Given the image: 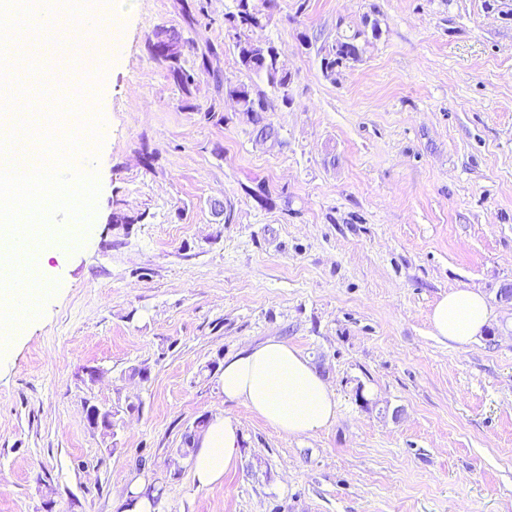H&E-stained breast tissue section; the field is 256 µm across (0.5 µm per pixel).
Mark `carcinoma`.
<instances>
[{
	"label": "carcinoma",
	"mask_w": 512,
	"mask_h": 512,
	"mask_svg": "<svg viewBox=\"0 0 512 512\" xmlns=\"http://www.w3.org/2000/svg\"><path fill=\"white\" fill-rule=\"evenodd\" d=\"M276 7L277 0H234V9L224 14V26L240 69L264 77L273 88L285 89L291 74L275 48L266 44L256 50L247 49L252 42V34L265 27ZM166 31V26L156 30L153 53L158 60L168 64L174 80L187 91L194 82L193 74L181 66L182 49L162 50L165 41L160 35ZM380 34V25L376 20L372 22L369 32L356 30L350 35L337 34L332 42L319 49L324 75L336 78V70L359 61L371 40L379 38ZM218 83L224 84V96L236 102L252 131L262 132L269 139H278V131L265 117L269 103L264 93L245 83H234L228 78L220 79Z\"/></svg>",
	"instance_id": "obj_1"
}]
</instances>
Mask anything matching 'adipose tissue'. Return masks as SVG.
<instances>
[{
    "label": "adipose tissue",
    "instance_id": "adipose-tissue-1",
    "mask_svg": "<svg viewBox=\"0 0 512 512\" xmlns=\"http://www.w3.org/2000/svg\"><path fill=\"white\" fill-rule=\"evenodd\" d=\"M491 314L485 297L456 289L434 305V336L464 348L481 336ZM225 401L245 406L280 434L307 435L335 421L339 404L310 360L288 342L271 338L225 359ZM242 434L231 417L213 416L191 457L193 479L205 488L222 482L240 460Z\"/></svg>",
    "mask_w": 512,
    "mask_h": 512
}]
</instances>
